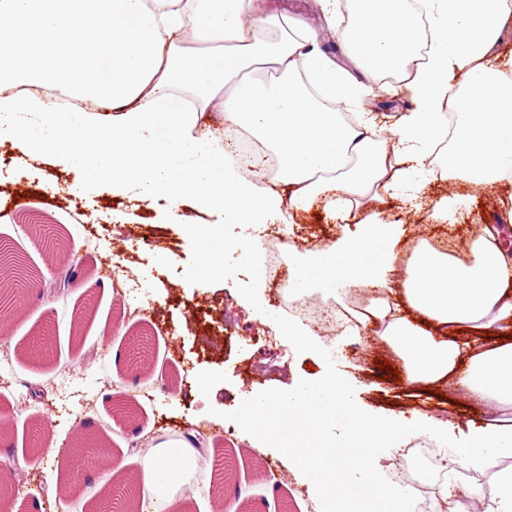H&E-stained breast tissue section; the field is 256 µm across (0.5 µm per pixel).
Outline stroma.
Returning <instances> with one entry per match:
<instances>
[{
	"label": "stroma",
	"instance_id": "35a3bbf8",
	"mask_svg": "<svg viewBox=\"0 0 512 512\" xmlns=\"http://www.w3.org/2000/svg\"><path fill=\"white\" fill-rule=\"evenodd\" d=\"M259 3L264 12L316 33L326 54L349 64L348 49L328 28L318 0ZM415 105L405 83L375 81L357 109L387 126ZM447 173L444 156H437L421 206H409L398 193L381 194L372 206L405 225V243L447 239L461 260L482 225L502 224L512 235V180L477 191L449 181ZM73 183L64 166L26 167L11 143H0V245L30 277L12 294L13 318L0 331V351L9 358L0 363V483L13 487L10 508L95 512L101 497L114 495L122 512H316L287 458L214 414L262 391L318 379L326 366L322 358L296 354L265 317L275 289H265L264 309L255 311L240 298L241 268L230 267L220 279L195 277L198 245L163 210L109 193L80 194ZM20 187L42 196L38 210L8 208ZM455 193L467 197V209L435 219L433 204ZM364 215L363 208L326 200L291 214L283 234L289 242L314 232L333 239ZM36 224L43 237L35 236ZM118 226L129 231L118 245L120 262L138 284L135 297L148 300L153 315L130 316L125 296L107 290L98 276ZM46 269L71 280V288L53 295L36 287ZM203 323L219 337L217 350L204 348ZM325 343L338 370L353 377L357 400L376 413L416 411L452 428L497 417L493 408L462 404L461 394L442 398L385 379L376 361L395 368L400 362L382 344L365 346L347 331ZM81 434L96 436L109 453L75 473L64 457ZM177 446L188 458L185 470L144 488L148 458ZM117 456L125 461L119 469ZM54 476L59 488L52 492Z\"/></svg>",
	"mask_w": 512,
	"mask_h": 512
}]
</instances>
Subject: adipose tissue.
<instances>
[{"label": "adipose tissue", "instance_id": "ef3b65f1", "mask_svg": "<svg viewBox=\"0 0 512 512\" xmlns=\"http://www.w3.org/2000/svg\"><path fill=\"white\" fill-rule=\"evenodd\" d=\"M348 12H341V2ZM353 52V67L323 53L295 23L263 14L255 0H0V142L28 160L53 162L80 185L151 205L191 207L183 236L200 246L196 277L223 276V226L196 216L223 211L225 224L254 225L306 209L339 190L356 203L378 190L418 192L440 142L448 176L490 186L512 177V77L490 60L512 0H319ZM432 31L423 44L418 19ZM271 67L270 82L254 79ZM399 74L418 105L387 135L366 117L341 120L356 104L360 74ZM463 75L445 105L448 77ZM224 100V124L247 132L277 157L290 198L241 175L223 138L202 133L204 109ZM109 112H100V103ZM402 225L368 214L327 249L289 253L300 272L290 288L333 296L378 291L371 315L406 380L434 385L465 371L472 398L512 409V250L484 226L470 257L419 246L399 263ZM475 332L460 343V331ZM468 443L432 479L448 499L459 469L493 467L470 487L487 512H512V423L468 424Z\"/></svg>", "mask_w": 512, "mask_h": 512}]
</instances>
